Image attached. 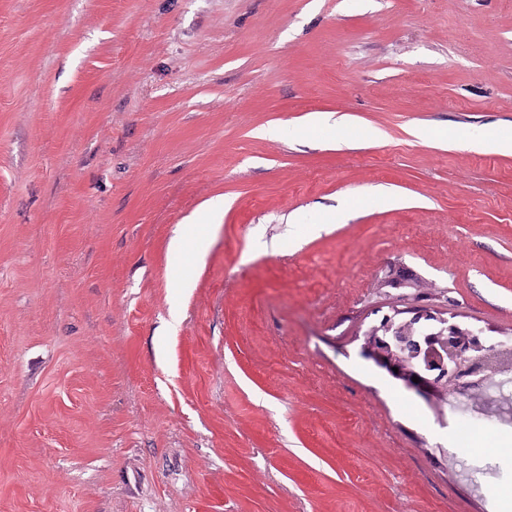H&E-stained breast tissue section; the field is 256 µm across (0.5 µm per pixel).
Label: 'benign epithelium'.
<instances>
[{
  "label": "benign epithelium",
  "mask_w": 512,
  "mask_h": 512,
  "mask_svg": "<svg viewBox=\"0 0 512 512\" xmlns=\"http://www.w3.org/2000/svg\"><path fill=\"white\" fill-rule=\"evenodd\" d=\"M428 282L411 284L418 302L395 305L360 332V354L404 388L415 392L438 417L448 406V393L481 397L485 363L493 355L480 336L447 315V303L430 302ZM418 377L419 382L412 381Z\"/></svg>",
  "instance_id": "7a95c632"
}]
</instances>
